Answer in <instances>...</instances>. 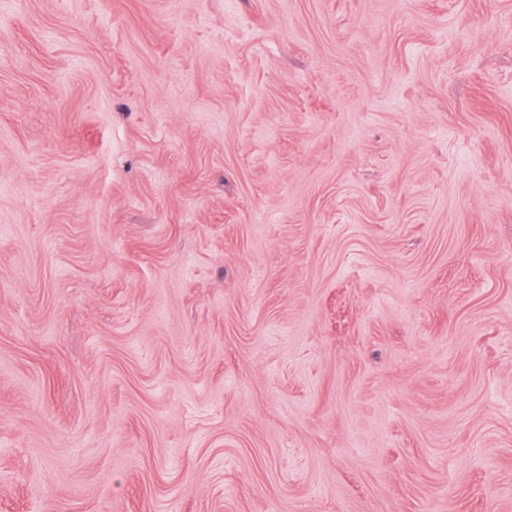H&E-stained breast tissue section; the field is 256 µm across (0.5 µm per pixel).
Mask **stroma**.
I'll return each instance as SVG.
<instances>
[{
	"label": "stroma",
	"mask_w": 512,
	"mask_h": 512,
	"mask_svg": "<svg viewBox=\"0 0 512 512\" xmlns=\"http://www.w3.org/2000/svg\"><path fill=\"white\" fill-rule=\"evenodd\" d=\"M0 512H512V0H0Z\"/></svg>",
	"instance_id": "obj_1"
}]
</instances>
